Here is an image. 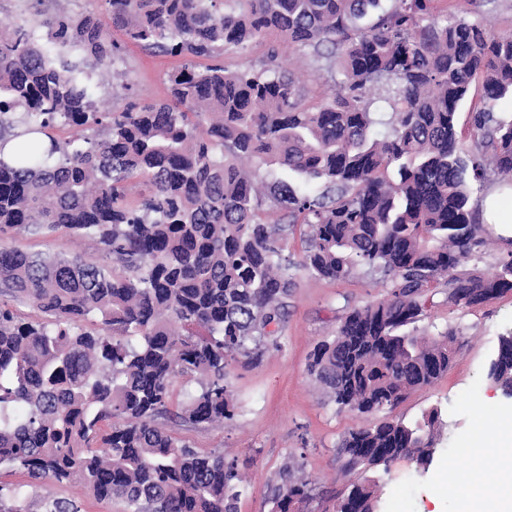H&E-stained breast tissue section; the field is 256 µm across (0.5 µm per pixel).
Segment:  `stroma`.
I'll list each match as a JSON object with an SVG mask.
<instances>
[{
  "label": "stroma",
  "instance_id": "35a3bbf8",
  "mask_svg": "<svg viewBox=\"0 0 512 512\" xmlns=\"http://www.w3.org/2000/svg\"><path fill=\"white\" fill-rule=\"evenodd\" d=\"M438 6L449 15L481 22L492 31L512 32V0H439ZM61 10L103 17L108 5L106 0H0V18L17 23ZM109 33L121 45L114 66L129 73L131 88L126 91L90 78L93 101L112 112L133 98L143 103L166 99L168 76L184 65V58L145 50L126 41L117 27H110ZM5 239L30 254L78 255L86 260L99 257L91 240L62 231L10 232ZM294 276L295 286L276 344L259 359L241 357L229 368L233 419L221 427L166 424L174 436L200 451H220L226 459L236 461L245 477L236 512H271L268 495L292 459L301 463L299 475L309 484L308 512H332L335 497L364 477L360 471L348 475L340 471L338 445L348 431L366 425L367 420L337 411L310 376L308 362L314 347L335 335L346 310L387 298L389 284L380 274L364 269L339 282L320 281L300 270ZM416 328L429 336L455 330L452 362L447 374L413 391L398 412L411 418L436 405L442 409L445 425L428 468H419L415 460L404 456L388 470L378 471L382 512H431L439 476L446 469L477 468L486 482H493L495 471L487 461L460 458L459 450L472 434L476 415H512V399L498 395L486 376L499 337L512 332V291L473 308L439 303ZM40 492L76 500L81 512H124L120 501L96 499L73 482H48Z\"/></svg>",
  "mask_w": 512,
  "mask_h": 512
}]
</instances>
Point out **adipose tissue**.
<instances>
[{
	"mask_svg": "<svg viewBox=\"0 0 512 512\" xmlns=\"http://www.w3.org/2000/svg\"><path fill=\"white\" fill-rule=\"evenodd\" d=\"M479 207L485 223L502 240L512 239V187L490 188ZM462 454L489 460L496 479L487 484L474 472H449L441 491L455 500L457 512H512V417L493 425L477 419Z\"/></svg>",
	"mask_w": 512,
	"mask_h": 512,
	"instance_id": "adipose-tissue-1",
	"label": "adipose tissue"
}]
</instances>
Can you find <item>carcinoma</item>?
<instances>
[{
  "label": "carcinoma",
  "instance_id": "1",
  "mask_svg": "<svg viewBox=\"0 0 512 512\" xmlns=\"http://www.w3.org/2000/svg\"><path fill=\"white\" fill-rule=\"evenodd\" d=\"M108 0L129 41L182 55L170 101H129L100 112L88 60L110 68L120 45L108 22L65 12L0 24V138L47 132L76 138L19 143L0 159V233L64 230L92 239L112 265L31 255L0 240V295L43 318L19 322L0 307V465L32 484L78 481L124 512H235V461L164 429L233 419L229 361L255 359L277 336L294 287L283 241L308 228L300 268L340 281L382 274L388 298L354 307L314 349L310 373L338 411L378 420L339 443L340 469H387L403 451L430 465L443 425L433 406L393 412L447 373L455 333L407 327L447 289L450 306L477 307L478 288L512 291V252L484 276L467 265L493 245L470 183L512 181V34L464 18L440 20L436 0ZM47 28L51 56L38 28ZM329 61L340 79L310 102L279 45ZM264 47L230 68L198 67L230 49ZM473 146L457 149L456 113L475 81ZM278 167L302 177L291 185ZM487 377L512 396V332L499 337ZM287 465L271 512L308 482ZM379 482L339 496L337 512H374ZM0 512H80L70 499L0 487Z\"/></svg>",
  "mask_w": 512,
  "mask_h": 512
}]
</instances>
